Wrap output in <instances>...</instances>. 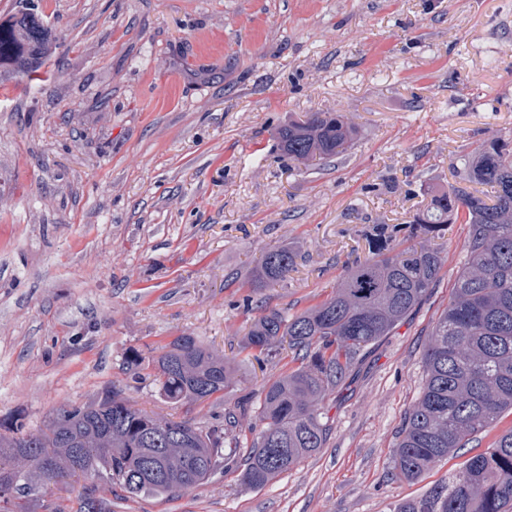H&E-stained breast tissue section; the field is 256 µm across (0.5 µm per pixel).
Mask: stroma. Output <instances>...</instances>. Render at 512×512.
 Wrapping results in <instances>:
<instances>
[{
	"label": "stroma",
	"instance_id": "1",
	"mask_svg": "<svg viewBox=\"0 0 512 512\" xmlns=\"http://www.w3.org/2000/svg\"><path fill=\"white\" fill-rule=\"evenodd\" d=\"M56 40L48 83L0 82V424L44 427L107 388L207 426L291 367L240 346L262 308L299 314L333 291L371 224H410L484 141L512 143V0H37ZM340 112L344 154L281 157L277 127ZM447 261L411 317L326 401L324 448L253 489L236 464L190 490L110 512H395L487 450L512 414L416 482L393 453L423 349L466 259ZM287 279L253 283L265 251ZM190 335L240 382L163 399L126 359Z\"/></svg>",
	"mask_w": 512,
	"mask_h": 512
}]
</instances>
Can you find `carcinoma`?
I'll use <instances>...</instances> for the list:
<instances>
[{
	"label": "carcinoma",
	"mask_w": 512,
	"mask_h": 512,
	"mask_svg": "<svg viewBox=\"0 0 512 512\" xmlns=\"http://www.w3.org/2000/svg\"><path fill=\"white\" fill-rule=\"evenodd\" d=\"M50 42L34 0H17L15 12L0 20V75L52 77ZM355 136L341 112H313L277 130L283 155L303 164L346 152ZM457 177L414 223L369 227L368 256L346 271L330 297L292 317L269 309L254 320L244 348L272 359L287 350L299 362L263 386L257 425H243L250 396L224 421L200 427L136 410L114 387L59 411L40 431L17 421L0 433V512H31L35 501L46 512H106L94 485L70 506L45 499V485L75 473L103 477L128 497L185 491L224 472L241 447L248 453L239 479L248 487H264L298 467L324 446L328 393L421 304L446 262L430 241L459 222L468 225L466 260L429 333L423 385L398 432L393 467L416 481L466 447L512 413V151L498 139L485 142L463 159ZM293 266L288 249L272 248L256 282L283 281ZM151 366L160 396L177 403L208 400L237 374L233 359L193 336L174 339ZM396 512H512V429Z\"/></svg>",
	"instance_id": "obj_1"
}]
</instances>
